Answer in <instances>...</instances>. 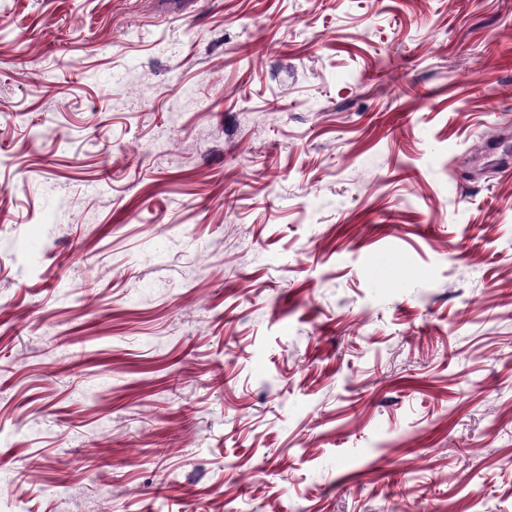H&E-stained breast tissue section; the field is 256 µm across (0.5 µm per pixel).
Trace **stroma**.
Wrapping results in <instances>:
<instances>
[{"label": "stroma", "instance_id": "35a3bbf8", "mask_svg": "<svg viewBox=\"0 0 512 512\" xmlns=\"http://www.w3.org/2000/svg\"><path fill=\"white\" fill-rule=\"evenodd\" d=\"M0 512H512V0H0Z\"/></svg>", "mask_w": 512, "mask_h": 512}]
</instances>
